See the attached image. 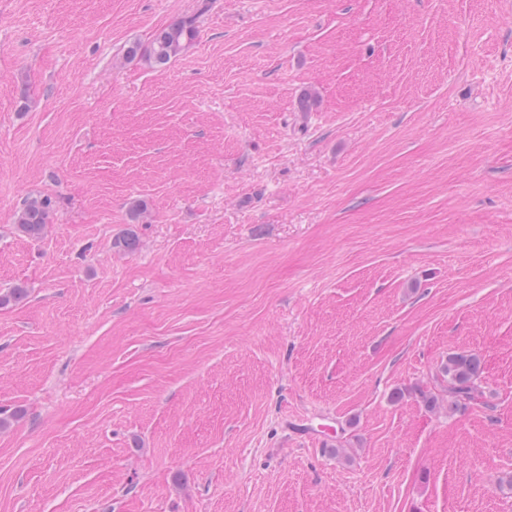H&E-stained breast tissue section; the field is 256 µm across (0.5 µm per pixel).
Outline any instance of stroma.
I'll list each match as a JSON object with an SVG mask.
<instances>
[{
    "label": "stroma",
    "mask_w": 512,
    "mask_h": 512,
    "mask_svg": "<svg viewBox=\"0 0 512 512\" xmlns=\"http://www.w3.org/2000/svg\"><path fill=\"white\" fill-rule=\"evenodd\" d=\"M18 285L0 512H512V0H0ZM197 35L192 19H176L158 29L147 45L130 43L126 48V58L140 59L154 68H162L177 57ZM52 201L50 198H32L17 213L15 226L24 237L39 239L49 224ZM483 364L476 353H455L448 356L442 374L448 377V397L454 405L477 402L482 398L479 380Z\"/></svg>",
    "instance_id": "obj_1"
}]
</instances>
